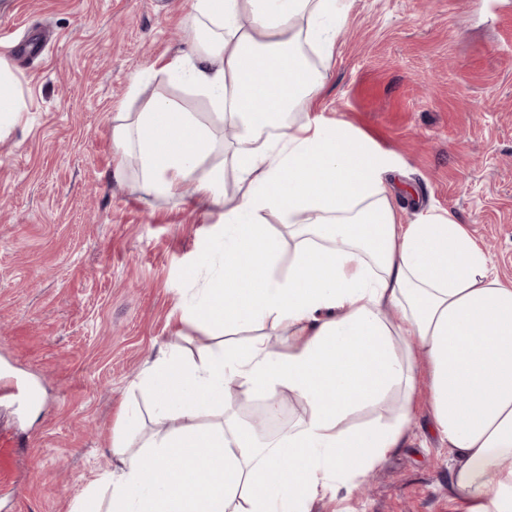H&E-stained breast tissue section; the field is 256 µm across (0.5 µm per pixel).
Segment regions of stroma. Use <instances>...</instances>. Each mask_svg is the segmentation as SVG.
<instances>
[{"label":"stroma","instance_id":"1","mask_svg":"<svg viewBox=\"0 0 512 512\" xmlns=\"http://www.w3.org/2000/svg\"><path fill=\"white\" fill-rule=\"evenodd\" d=\"M192 0H0V46L28 110L0 132V431L19 441L0 512H105L100 483L125 414L158 431L136 386L160 351L195 357L208 338L180 306L217 270L224 206L192 185L171 197L117 184L112 138L132 96L162 94L235 139L210 101L166 76L200 26ZM308 118L344 121L392 160L403 223L452 216L512 281V0H347L326 86ZM40 395L30 404L27 390ZM426 394L406 441L349 499L313 512H463Z\"/></svg>","mask_w":512,"mask_h":512}]
</instances>
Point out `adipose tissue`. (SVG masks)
Masks as SVG:
<instances>
[{
    "instance_id": "adipose-tissue-1",
    "label": "adipose tissue",
    "mask_w": 512,
    "mask_h": 512,
    "mask_svg": "<svg viewBox=\"0 0 512 512\" xmlns=\"http://www.w3.org/2000/svg\"><path fill=\"white\" fill-rule=\"evenodd\" d=\"M193 9L209 36L164 70L238 129L232 167L243 192L224 210L219 268L185 312L211 336L256 335L202 347L190 362L159 353L139 385L170 428L136 450L113 437L109 512H312L317 500L353 493L403 445L422 389L464 512H512V282L490 271L455 219L400 223L389 159L371 141L342 122L297 117L325 87L345 0H193ZM26 109L0 60V129ZM112 136L146 190L171 196L190 181L201 202L223 199L224 165L207 161L210 129L171 99L119 113ZM124 159L111 172L119 182ZM268 329L285 334L282 348ZM232 382L263 398L270 417L283 392L308 415L253 434L224 397ZM397 386L395 421L350 425Z\"/></svg>"
}]
</instances>
